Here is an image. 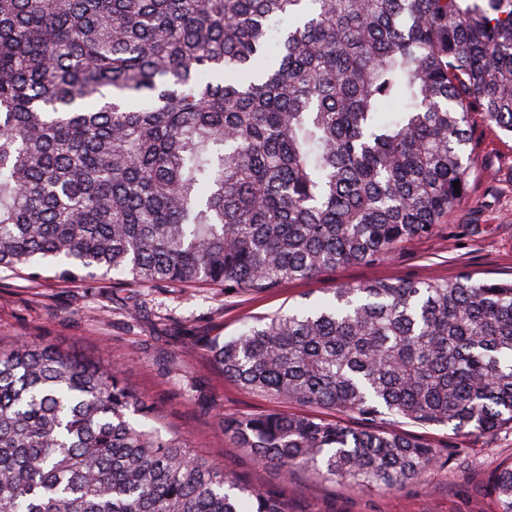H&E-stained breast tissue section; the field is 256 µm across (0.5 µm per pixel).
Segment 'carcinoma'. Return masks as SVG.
I'll return each instance as SVG.
<instances>
[{
	"instance_id": "carcinoma-1",
	"label": "carcinoma",
	"mask_w": 512,
	"mask_h": 512,
	"mask_svg": "<svg viewBox=\"0 0 512 512\" xmlns=\"http://www.w3.org/2000/svg\"><path fill=\"white\" fill-rule=\"evenodd\" d=\"M476 115L512 135V0H0V270L257 292L377 261L459 205ZM208 350L332 412L220 418L286 475L392 491L439 461L400 422L512 430V281L336 288ZM493 492L512 512V461ZM0 512L293 510L108 368L22 339Z\"/></svg>"
}]
</instances>
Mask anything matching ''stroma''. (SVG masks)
Here are the masks:
<instances>
[{"instance_id":"1","label":"stroma","mask_w":512,"mask_h":512,"mask_svg":"<svg viewBox=\"0 0 512 512\" xmlns=\"http://www.w3.org/2000/svg\"><path fill=\"white\" fill-rule=\"evenodd\" d=\"M476 167L459 206L434 234L391 256L346 264L321 276L261 292L205 284H142L130 279L30 280L0 270V344L32 337L117 370L188 447L246 484L281 490L294 512H497L490 491L498 465L512 458V432L456 434L406 426L438 448L440 466L420 482L384 493L307 471L283 476L225 435L220 417L291 412V404L249 393L224 377L204 348L245 322L285 311L325 291L383 279H448L462 273L512 279V138L474 127Z\"/></svg>"}]
</instances>
